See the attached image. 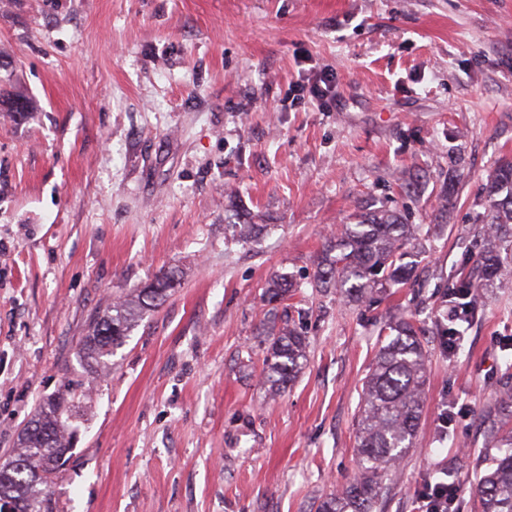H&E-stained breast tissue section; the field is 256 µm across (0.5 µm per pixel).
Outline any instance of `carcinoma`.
<instances>
[{
	"label": "carcinoma",
	"instance_id": "obj_1",
	"mask_svg": "<svg viewBox=\"0 0 512 512\" xmlns=\"http://www.w3.org/2000/svg\"><path fill=\"white\" fill-rule=\"evenodd\" d=\"M487 202L478 265L466 274L448 277L446 295L467 297L469 303L450 319L434 320V335L448 337L449 354L479 314L478 294L498 272L491 263L495 248L501 244L512 248L511 161L500 164L491 175ZM408 245L406 225L394 214H365L357 224L342 225L330 241L315 286L331 284L347 300L359 301L383 280L401 283L410 276L403 263ZM173 282L174 277L163 273L134 298L112 303L93 319L82 347L88 370L108 366L114 349L126 341L138 319L159 305ZM292 288L285 275L273 279L267 288L268 301L284 299ZM389 329L396 335L381 345L363 381L357 419L358 475L322 501L318 512H373L381 497L382 475L415 446L425 384L424 330L411 315L394 321ZM306 349V336L287 321L270 333L264 383L272 393L283 391L296 378ZM511 400L509 391L507 398H496L488 405L485 467L473 479L480 512H512V412L507 411ZM80 418V401L72 388L67 395L40 404L35 418L23 428L22 451L0 465V498L10 499L16 512H52L48 487L73 449L75 423Z\"/></svg>",
	"mask_w": 512,
	"mask_h": 512
}]
</instances>
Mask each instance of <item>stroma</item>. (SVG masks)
<instances>
[{"mask_svg": "<svg viewBox=\"0 0 512 512\" xmlns=\"http://www.w3.org/2000/svg\"><path fill=\"white\" fill-rule=\"evenodd\" d=\"M328 77L332 96L310 97ZM0 463L67 385L83 425L53 512H317L357 472L362 381L385 317L432 329L488 176L512 160V0H0ZM453 184L450 200L441 188ZM408 224L418 277L370 302L315 289L360 215ZM240 224H263L259 243ZM179 278L89 377L91 320ZM307 336L263 382L265 290ZM455 356L426 349L417 445L379 512L453 471L475 512L486 405L512 375V265Z\"/></svg>", "mask_w": 512, "mask_h": 512, "instance_id": "obj_1", "label": "stroma"}]
</instances>
